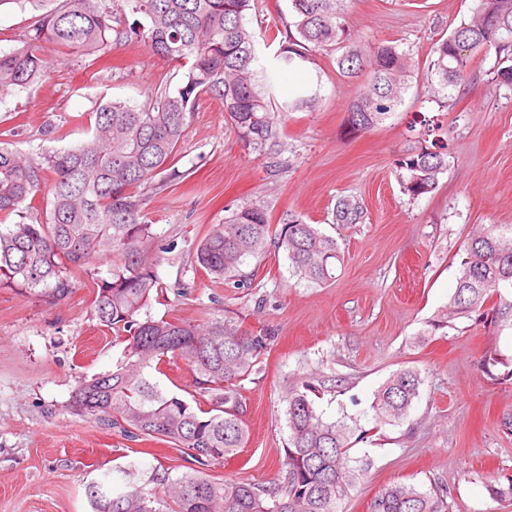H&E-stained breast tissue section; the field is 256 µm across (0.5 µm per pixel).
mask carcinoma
Segmentation results:
<instances>
[{
    "label": "carcinoma",
    "instance_id": "obj_1",
    "mask_svg": "<svg viewBox=\"0 0 512 512\" xmlns=\"http://www.w3.org/2000/svg\"><path fill=\"white\" fill-rule=\"evenodd\" d=\"M24 2L39 15L20 35V46L0 52V91L25 90L47 76L46 43L88 54L135 39L184 70L175 89L161 80L140 106L98 104L91 135L78 144L35 159L0 141V288L53 305L75 287L68 272L82 270L98 287L93 310L99 324L127 342L112 371L73 390L70 408L131 441L165 440L195 463L175 480L165 472L152 474L151 482L172 487L166 499L138 484L133 463L122 471V490L107 473L86 485L93 512H340L360 476L349 450L365 433L345 419H323L315 408L320 390L313 378L285 391L290 434L283 489L206 473L246 444L243 382L257 372L273 336L227 315L205 326L174 317L139 318L167 289L155 271L166 248L147 220L145 204L149 193L180 178L174 161L201 96L224 104L244 143L275 153L281 148L272 97L276 73L308 66L321 73L317 55L328 52L340 76L365 75L346 105V126L350 134L367 133L403 105L414 79L410 53L380 42L364 54L348 24L353 0H289L292 21L260 32L251 27L257 0H0V9ZM259 38L280 45L272 70L257 53ZM479 53L494 56L495 81L512 89V0H475L469 20L434 41L425 81L435 101L448 103L472 82ZM320 90L319 81L302 87L279 112L315 110ZM421 124L419 146L393 161L401 192L413 200L438 188L451 158L450 130L438 120ZM13 216L19 220L7 223ZM365 217L357 197L336 198L331 223L351 226ZM279 223L281 228L273 227L263 205L243 207L202 238L196 264L214 281L249 289L254 272L246 267L261 261L272 244L286 252L292 275L306 286L334 279L337 240L292 211ZM94 256L110 261L106 271L87 267ZM460 318L492 328L499 337L512 333V226L491 224L467 239L455 291L426 335L452 328ZM170 356L191 367L207 407L170 396L152 381ZM479 368L492 384L511 386L512 350L492 343ZM423 384L417 369L392 373L374 395L376 418L401 420ZM368 512H447V502L442 489L397 482L374 497Z\"/></svg>",
    "mask_w": 512,
    "mask_h": 512
}]
</instances>
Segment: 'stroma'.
<instances>
[{
  "label": "stroma",
  "instance_id": "stroma-1",
  "mask_svg": "<svg viewBox=\"0 0 512 512\" xmlns=\"http://www.w3.org/2000/svg\"><path fill=\"white\" fill-rule=\"evenodd\" d=\"M472 8V0H355L349 24L364 47L389 42L410 51L420 72L438 35L469 19ZM44 57L47 80L0 96V133L11 131L12 148L30 157L56 148L47 129L65 127V143L74 145L86 138L96 103L141 105L160 77L176 84L182 76L137 42L90 56L49 45ZM318 63L323 101L282 123L283 154L246 146L222 103L201 98L178 157L180 179L146 201L170 245L157 267L169 290L149 314L196 324L228 315L275 335L244 383L247 443L207 472L284 485V391L314 376L333 383L317 400L318 412L328 420L352 418L369 432L351 450L362 476L341 512H367L394 482L447 489L448 512H512V501L488 491L494 479L512 476V435L500 427L512 412V386L492 385L478 369L492 335L466 319L424 334L454 292L467 238L491 224L512 225V89L494 81L493 57L479 55L473 84L456 92L448 109L431 101L417 78L393 117L354 136L345 132V106L361 84L340 77L328 56ZM419 113L444 114L454 139L437 191L412 200L400 191L393 161L409 147L406 126ZM346 194L364 201L365 223H328V211ZM251 203L275 219L296 212L336 238L341 261L329 285L299 284L275 248L249 289L213 282L197 267L196 248L212 225ZM94 296L83 274L54 306L0 288V512H91L85 487L106 471L133 462L145 482L157 468L174 478L187 469L176 446L127 441L70 409L79 382L111 371L123 354L95 318ZM408 367L425 377L421 395L406 419L380 423L370 408L373 394Z\"/></svg>",
  "mask_w": 512,
  "mask_h": 512
}]
</instances>
